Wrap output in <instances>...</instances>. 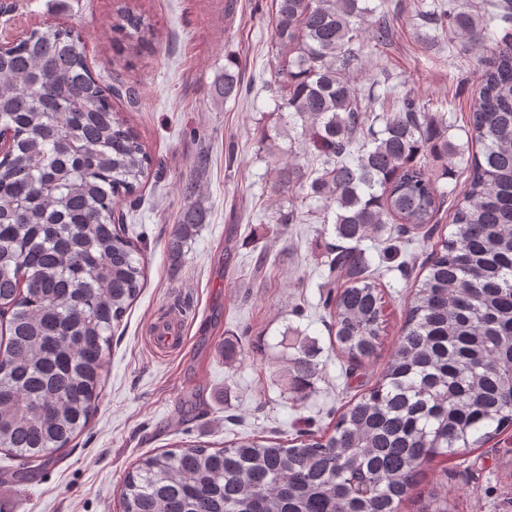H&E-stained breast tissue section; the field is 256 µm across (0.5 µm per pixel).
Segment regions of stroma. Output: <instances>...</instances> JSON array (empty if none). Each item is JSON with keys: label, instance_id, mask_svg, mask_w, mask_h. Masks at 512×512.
Here are the masks:
<instances>
[{"label": "stroma", "instance_id": "stroma-1", "mask_svg": "<svg viewBox=\"0 0 512 512\" xmlns=\"http://www.w3.org/2000/svg\"><path fill=\"white\" fill-rule=\"evenodd\" d=\"M152 30L140 53L116 43L121 0H9L0 10V42L45 25H68L85 43L102 86L122 83L114 108L133 126L151 158L133 202L119 210L148 263L147 281L119 327L103 371L105 387L76 449L55 455L24 478L0 457V512H119L122 480L141 456L173 445H217L244 434L281 439L330 430L343 404L372 387L390 359L421 264L450 232L452 213L383 253L387 236L362 243L384 290L388 335L361 367L337 356L324 304L326 200L282 192L279 162L311 163L302 143L281 133L271 86L275 0H131ZM399 0H385L394 32L385 47H365L354 76L361 92L386 81L444 113L455 143L466 141L469 108L481 80L480 49L434 39ZM241 83L224 99L225 73ZM209 163L195 170L200 151ZM198 207L205 222L184 258L168 246L180 213ZM297 221L268 232L280 211ZM177 325L181 341L154 343L156 324ZM314 340L316 374L303 401L277 378L290 350L287 328ZM512 429L455 459L424 465L423 482L445 489L457 512H512Z\"/></svg>", "mask_w": 512, "mask_h": 512}]
</instances>
